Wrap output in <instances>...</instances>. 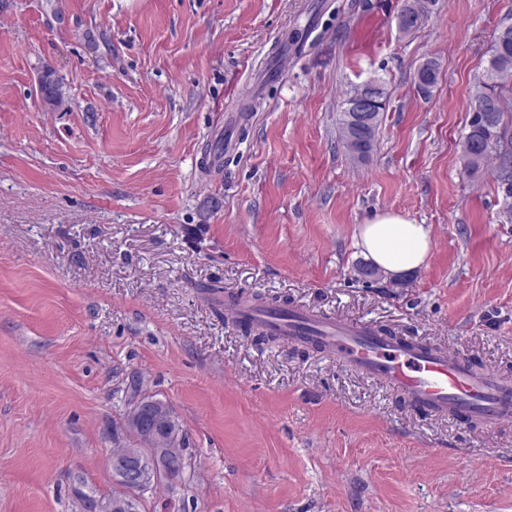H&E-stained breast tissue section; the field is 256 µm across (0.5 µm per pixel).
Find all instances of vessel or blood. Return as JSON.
I'll use <instances>...</instances> for the list:
<instances>
[{
    "mask_svg": "<svg viewBox=\"0 0 512 512\" xmlns=\"http://www.w3.org/2000/svg\"><path fill=\"white\" fill-rule=\"evenodd\" d=\"M386 34V14L370 12L355 25L349 51L371 54ZM225 314L236 321L260 322L292 344H319L338 365L383 382L416 407L449 410L492 423L512 420V386L493 374L475 371L467 356L453 349L404 343L362 325L307 311L259 310L242 299L226 303Z\"/></svg>",
    "mask_w": 512,
    "mask_h": 512,
    "instance_id": "1",
    "label": "vessel or blood"
}]
</instances>
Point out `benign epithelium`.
<instances>
[{"label": "benign epithelium", "mask_w": 512, "mask_h": 512, "mask_svg": "<svg viewBox=\"0 0 512 512\" xmlns=\"http://www.w3.org/2000/svg\"><path fill=\"white\" fill-rule=\"evenodd\" d=\"M380 95L381 86L374 79L353 89L347 100L350 129L353 130L375 119L374 108L380 103ZM124 427L149 434L158 430L176 429L178 424L169 406L137 396L130 402ZM169 457L167 448H154L147 455L111 456L112 472L126 488V495L117 501L112 509L116 512H136L139 500L151 489L153 478L160 473V466Z\"/></svg>", "instance_id": "7a95c632"}]
</instances>
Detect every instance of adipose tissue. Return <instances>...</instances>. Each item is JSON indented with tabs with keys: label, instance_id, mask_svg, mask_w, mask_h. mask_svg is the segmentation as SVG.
I'll use <instances>...</instances> for the list:
<instances>
[{
	"label": "adipose tissue",
	"instance_id": "adipose-tissue-1",
	"mask_svg": "<svg viewBox=\"0 0 512 512\" xmlns=\"http://www.w3.org/2000/svg\"><path fill=\"white\" fill-rule=\"evenodd\" d=\"M357 246L365 258L392 277L425 264L432 237L426 225L392 211L378 213L357 231Z\"/></svg>",
	"mask_w": 512,
	"mask_h": 512
}]
</instances>
